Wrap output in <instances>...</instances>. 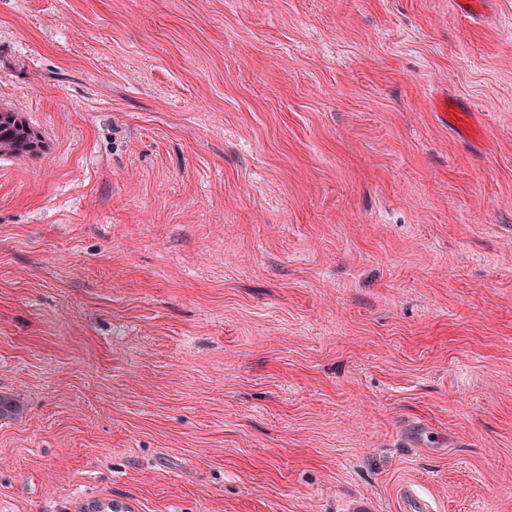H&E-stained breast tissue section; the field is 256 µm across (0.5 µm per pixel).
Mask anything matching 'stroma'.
<instances>
[{"label": "stroma", "mask_w": 512, "mask_h": 512, "mask_svg": "<svg viewBox=\"0 0 512 512\" xmlns=\"http://www.w3.org/2000/svg\"><path fill=\"white\" fill-rule=\"evenodd\" d=\"M486 2L0 0V512H512ZM39 143L17 112L0 110V154L37 155L42 150Z\"/></svg>", "instance_id": "1"}]
</instances>
